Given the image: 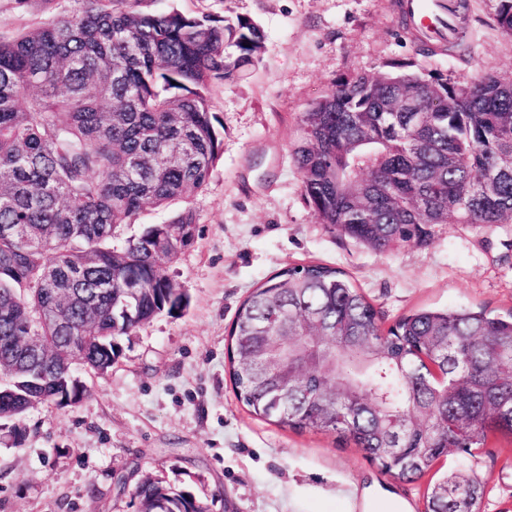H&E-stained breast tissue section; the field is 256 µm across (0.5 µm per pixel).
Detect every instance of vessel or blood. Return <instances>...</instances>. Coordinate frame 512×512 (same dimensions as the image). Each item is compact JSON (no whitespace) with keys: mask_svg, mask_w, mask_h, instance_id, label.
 I'll return each instance as SVG.
<instances>
[{"mask_svg":"<svg viewBox=\"0 0 512 512\" xmlns=\"http://www.w3.org/2000/svg\"><path fill=\"white\" fill-rule=\"evenodd\" d=\"M407 25L425 39L452 45L461 37L459 0H400Z\"/></svg>","mask_w":512,"mask_h":512,"instance_id":"vessel-or-blood-1","label":"vessel or blood"}]
</instances>
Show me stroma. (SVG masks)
Instances as JSON below:
<instances>
[{"instance_id":"obj_1","label":"stroma","mask_w":512,"mask_h":512,"mask_svg":"<svg viewBox=\"0 0 512 512\" xmlns=\"http://www.w3.org/2000/svg\"><path fill=\"white\" fill-rule=\"evenodd\" d=\"M469 2L464 46L431 54L399 19L398 0H147L150 10L250 18L265 49L210 92L223 152L206 187L187 199L197 237L169 270L188 308L123 337L105 375L79 371L87 388L79 404L0 420V512H138L133 492L146 475L190 492L208 512H347L355 486L367 493V512L399 504L423 512L435 473L408 483L334 434L251 415L230 380L227 334L257 285L309 264L342 270L386 327L424 307L512 311V224H438L424 244L381 253L319 223L292 157L304 113L354 75L408 62L452 83L512 77V36L497 25V0ZM67 7L0 0V40ZM436 467L480 478L481 512H512L511 440L448 454Z\"/></svg>"}]
</instances>
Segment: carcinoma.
Instances as JSON below:
<instances>
[{
  "mask_svg": "<svg viewBox=\"0 0 512 512\" xmlns=\"http://www.w3.org/2000/svg\"><path fill=\"white\" fill-rule=\"evenodd\" d=\"M42 27L0 41V419L37 405L81 402L82 365L112 368L118 338L188 296L154 251L164 225L118 248L116 231L147 205L167 209L203 189L223 150L211 86L255 66L264 34L251 19L148 11L144 0H69ZM512 35V0H499ZM358 74L315 101L293 149L320 223L379 251L418 244L433 224L512 223V174L490 195L485 174L512 154V79L462 85L404 71ZM407 95L431 101L423 123L391 112ZM172 224L190 234L196 214ZM63 282L79 298L69 325L42 328L49 362L11 370L18 337ZM236 398L259 419L327 432L382 471L416 482L451 452L512 439V311L424 308L388 329L334 267H288L239 306L229 332ZM482 482L446 476L425 512H480ZM140 512H207L191 493L146 477Z\"/></svg>",
  "mask_w": 512,
  "mask_h": 512,
  "instance_id": "cac0c4a2",
  "label": "carcinoma"
}]
</instances>
